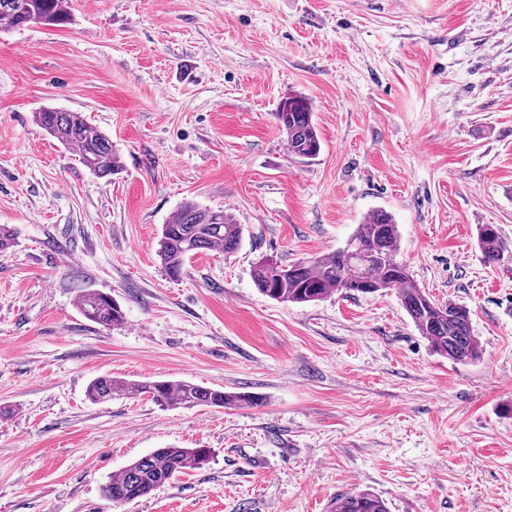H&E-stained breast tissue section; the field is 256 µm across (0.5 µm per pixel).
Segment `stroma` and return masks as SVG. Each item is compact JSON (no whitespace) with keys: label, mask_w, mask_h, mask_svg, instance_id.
I'll return each mask as SVG.
<instances>
[{"label":"stroma","mask_w":512,"mask_h":512,"mask_svg":"<svg viewBox=\"0 0 512 512\" xmlns=\"http://www.w3.org/2000/svg\"><path fill=\"white\" fill-rule=\"evenodd\" d=\"M72 22L0 33V512H512V0H70ZM309 98L315 162L274 113ZM81 112L121 168L100 178L34 115ZM232 212V254L170 278L183 201ZM436 300L467 306L478 363L436 354L395 291L280 303L264 256L336 251L373 210ZM111 295L106 328L80 290ZM188 380L255 406L103 403L89 382ZM165 446L211 462L113 505L112 475ZM478 244L488 264H497L505 258L512 259V251L508 250L498 225L481 224L478 228ZM510 253V254H509ZM78 303L81 313L87 319L102 326L118 324L124 318L120 304L107 294L81 291ZM333 512H389L388 506L377 495L361 491L336 501Z\"/></svg>","instance_id":"35a3bbf8"}]
</instances>
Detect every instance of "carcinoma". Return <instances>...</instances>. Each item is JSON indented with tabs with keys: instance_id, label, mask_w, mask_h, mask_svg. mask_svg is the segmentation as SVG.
Segmentation results:
<instances>
[{
	"instance_id": "1",
	"label": "carcinoma",
	"mask_w": 512,
	"mask_h": 512,
	"mask_svg": "<svg viewBox=\"0 0 512 512\" xmlns=\"http://www.w3.org/2000/svg\"><path fill=\"white\" fill-rule=\"evenodd\" d=\"M69 23V0H0L1 30L28 24L59 28ZM275 119L285 137L288 154L306 162L319 156L321 139L307 97L296 94L282 99ZM35 120L99 177L112 176L120 169V155L112 139L83 113L44 108L35 113ZM242 234L243 227L232 213L202 208L187 200L172 220L163 225L158 256L165 271L178 277L187 260L200 252L236 251ZM398 240L393 216L376 210L357 225L345 246L332 254L289 265L265 258L254 267V280L262 294L281 303L316 302L334 293L373 294L395 289L419 334L428 340L435 353L458 364L478 362L483 349L472 333L470 310L461 304L438 302L418 287L406 266L397 260ZM478 244L489 264L512 259L496 224L479 225ZM78 303L87 319L102 326L118 324L124 318L120 304L107 294L82 291ZM140 394L167 408L258 404L254 395L202 387L187 380L127 382L99 377L87 389L89 400L97 403L119 395ZM211 457L209 448H156L112 475L104 487V495L116 504L136 501L151 495L179 474L203 468ZM333 512H389V509L377 495L361 491L337 500Z\"/></svg>"
}]
</instances>
